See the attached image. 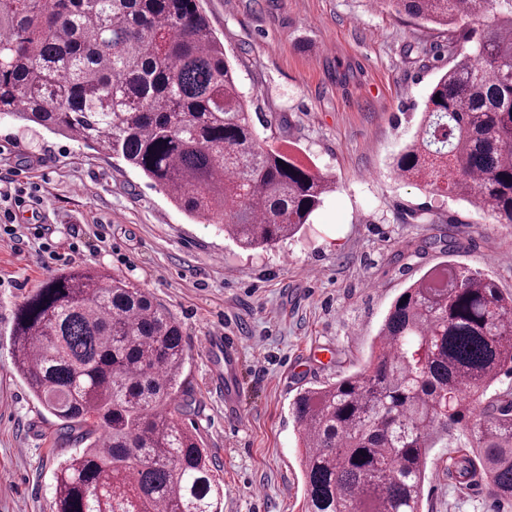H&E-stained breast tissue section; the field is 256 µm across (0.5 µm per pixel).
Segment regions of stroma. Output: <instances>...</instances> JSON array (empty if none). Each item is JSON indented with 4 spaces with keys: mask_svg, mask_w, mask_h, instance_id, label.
I'll list each match as a JSON object with an SVG mask.
<instances>
[{
    "mask_svg": "<svg viewBox=\"0 0 512 512\" xmlns=\"http://www.w3.org/2000/svg\"><path fill=\"white\" fill-rule=\"evenodd\" d=\"M254 124L331 174L336 189L301 239L246 251L186 215L124 160L4 116L0 185L30 188L0 238V512H53L54 476L74 453L30 394L11 354L12 312L51 275L101 268L131 279L179 321L189 347L186 421L215 463L224 512H301L297 425L302 389L363 368L391 305L447 260L512 293V225L398 180L389 164L453 60L444 27L374 0H204ZM428 210L434 223H423ZM457 251L447 255L445 241ZM240 339V421L224 416V356ZM422 512H512L486 490L461 492L431 451Z\"/></svg>",
    "mask_w": 512,
    "mask_h": 512,
    "instance_id": "obj_1",
    "label": "stroma"
}]
</instances>
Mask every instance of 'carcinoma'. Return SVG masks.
Returning <instances> with one entry per match:
<instances>
[{
	"instance_id": "obj_1",
	"label": "carcinoma",
	"mask_w": 512,
	"mask_h": 512,
	"mask_svg": "<svg viewBox=\"0 0 512 512\" xmlns=\"http://www.w3.org/2000/svg\"><path fill=\"white\" fill-rule=\"evenodd\" d=\"M448 27L393 173L512 224V0H382ZM126 161L247 249L294 238L335 179L261 137L201 0H0V116ZM16 372L76 451L55 512H223L182 416L181 324L107 271L54 274L14 311ZM512 294L450 261L406 288L368 364L306 388L304 512H420L430 453L459 490L512 502Z\"/></svg>"
}]
</instances>
